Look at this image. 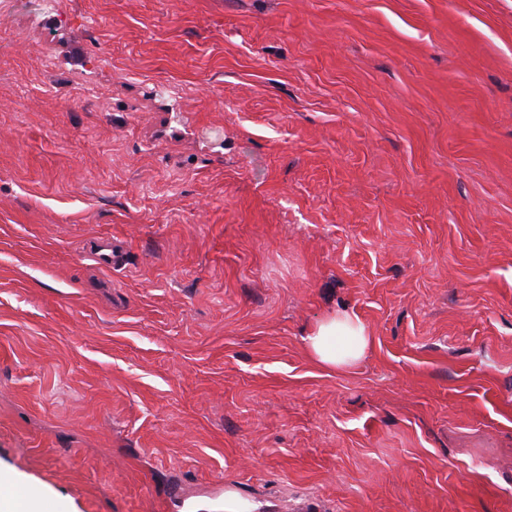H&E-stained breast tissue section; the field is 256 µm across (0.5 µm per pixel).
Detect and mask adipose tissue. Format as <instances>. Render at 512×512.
<instances>
[{
	"label": "adipose tissue",
	"mask_w": 512,
	"mask_h": 512,
	"mask_svg": "<svg viewBox=\"0 0 512 512\" xmlns=\"http://www.w3.org/2000/svg\"><path fill=\"white\" fill-rule=\"evenodd\" d=\"M311 358L327 370L351 367L368 350L371 338L354 313L332 314L319 321L305 338Z\"/></svg>",
	"instance_id": "adipose-tissue-1"
}]
</instances>
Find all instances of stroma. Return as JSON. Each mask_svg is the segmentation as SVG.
I'll list each match as a JSON object with an SVG mask.
<instances>
[{"mask_svg":"<svg viewBox=\"0 0 512 512\" xmlns=\"http://www.w3.org/2000/svg\"><path fill=\"white\" fill-rule=\"evenodd\" d=\"M0 475L512 512V0H0ZM336 338L344 340L337 347ZM311 358L327 370L351 367L371 345L366 325L355 313L332 314L319 321L305 337Z\"/></svg>","mask_w":512,"mask_h":512,"instance_id":"obj_1","label":"stroma"}]
</instances>
